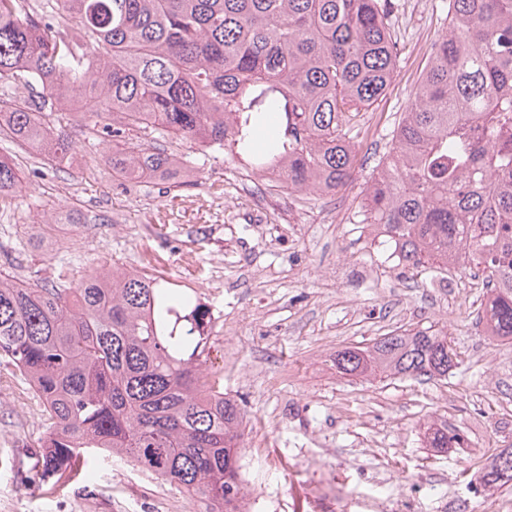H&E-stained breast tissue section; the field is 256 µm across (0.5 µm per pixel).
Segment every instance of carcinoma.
I'll list each match as a JSON object with an SVG mask.
<instances>
[{"mask_svg": "<svg viewBox=\"0 0 512 512\" xmlns=\"http://www.w3.org/2000/svg\"><path fill=\"white\" fill-rule=\"evenodd\" d=\"M390 0H0V92L32 91L0 112V135L70 149L45 122L75 93L85 128L112 143V178L181 180L169 134L271 171L290 190L334 192L356 162L355 120L396 68ZM277 128L263 151L254 132ZM0 160V197L18 193ZM370 223L399 258L442 272L488 271L487 335L512 340V0H448L390 160L367 193ZM203 306L160 275L96 271L69 283L0 274V355L42 400L50 431L38 479L91 452L129 457L204 502L242 512L243 412L202 376ZM338 372L416 379L454 366L442 332H389L336 352ZM460 441L428 433L432 448ZM483 484H512V448Z\"/></svg>", "mask_w": 512, "mask_h": 512, "instance_id": "cac0c4a2", "label": "carcinoma"}]
</instances>
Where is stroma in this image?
<instances>
[{"instance_id": "obj_1", "label": "stroma", "mask_w": 512, "mask_h": 512, "mask_svg": "<svg viewBox=\"0 0 512 512\" xmlns=\"http://www.w3.org/2000/svg\"><path fill=\"white\" fill-rule=\"evenodd\" d=\"M396 74L358 116L357 162L330 194L293 191L221 151L162 138L190 157L193 178L115 180L112 145L90 139L83 96L68 107L76 138L65 164L0 139L20 190L0 206V271L22 280L79 281L116 267L161 273L208 309L210 359L244 414L245 512H512V487L489 489L490 457L512 445V341L478 320L476 268L442 291L432 268L408 266L368 223L363 198L392 133L409 111L430 44L448 29L445 0H394ZM75 224H55L61 209ZM446 333L459 357L431 379L339 374L337 351L384 330ZM437 424L459 447L427 448ZM49 429L43 404L0 357V512H205V506L127 458L97 454L94 478L47 495L27 458Z\"/></svg>"}]
</instances>
